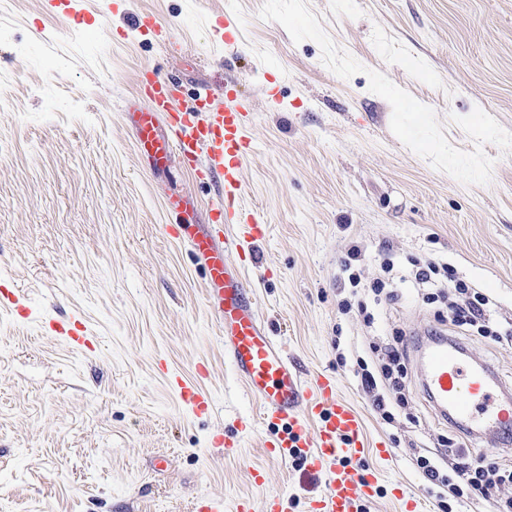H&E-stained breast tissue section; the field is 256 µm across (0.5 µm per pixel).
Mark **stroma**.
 <instances>
[{"label": "stroma", "instance_id": "1", "mask_svg": "<svg viewBox=\"0 0 512 512\" xmlns=\"http://www.w3.org/2000/svg\"><path fill=\"white\" fill-rule=\"evenodd\" d=\"M103 24L48 17L41 0H0V505L6 512H191L203 495L233 512L243 495H282L303 512L326 477L272 459L259 405L224 353L204 272L170 238L169 196L206 223L217 191L177 160L143 165L122 110L140 69L180 83L184 102L218 76L255 107L246 204L266 226L228 251L260 317L304 378L335 376L361 414L383 492L370 512L427 498L415 453L459 427L439 416L416 357L393 422L356 377L385 344L426 343L448 304L416 287L415 263L445 262L488 302L484 324L512 323V0H88ZM139 10L173 28L178 50L145 42ZM231 12L232 45L210 25ZM447 143L448 156L430 142ZM363 250L362 291L341 264ZM394 273L397 296L369 285ZM351 299L366 315L342 314ZM80 319L85 351L46 323ZM512 393V345L455 339ZM345 363H338L337 353ZM209 369V413L185 410L161 366ZM238 443L221 452L215 438ZM264 482L254 486L253 469Z\"/></svg>", "mask_w": 512, "mask_h": 512}]
</instances>
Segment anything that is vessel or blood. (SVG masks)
Wrapping results in <instances>:
<instances>
[{
  "label": "vessel or blood",
  "mask_w": 512,
  "mask_h": 512,
  "mask_svg": "<svg viewBox=\"0 0 512 512\" xmlns=\"http://www.w3.org/2000/svg\"><path fill=\"white\" fill-rule=\"evenodd\" d=\"M43 9L51 17H76L84 7L83 0H44ZM133 26L159 46L178 45L173 30L147 13L137 14ZM124 107L136 115L133 137L151 168H158L161 156L174 154L200 182L218 189L208 223L169 224L165 230L187 242L203 268L206 303L224 327V351L235 373L260 405L269 455L282 461L297 455L310 470L326 474L328 487L308 502L307 512H358L361 502L374 501L380 493L377 477L362 465L367 449L359 414L339 393L333 375L303 379L246 299L242 277L224 263L225 250H246L266 232L244 204L252 102L229 94L220 99L206 89L184 105L174 82L158 81L145 70ZM53 333L73 347L94 341L89 329L71 324L58 325ZM422 360L429 398L441 415L473 421L492 433L512 430V398L498 395L499 382L488 366L468 364L443 338L431 340ZM208 374L203 366L197 380L168 379L180 403L197 415L212 407L202 385ZM234 512L288 510L282 497L269 495L238 498Z\"/></svg>",
  "instance_id": "1"
}]
</instances>
